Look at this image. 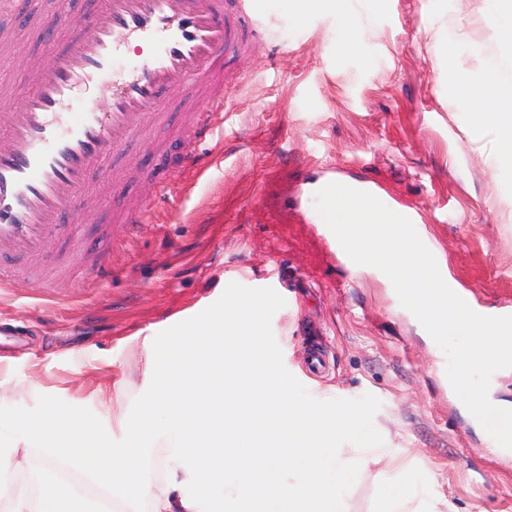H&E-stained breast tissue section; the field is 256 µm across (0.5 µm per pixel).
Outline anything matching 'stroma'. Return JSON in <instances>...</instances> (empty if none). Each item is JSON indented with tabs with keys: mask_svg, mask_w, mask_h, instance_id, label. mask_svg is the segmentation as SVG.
Returning a JSON list of instances; mask_svg holds the SVG:
<instances>
[{
	"mask_svg": "<svg viewBox=\"0 0 512 512\" xmlns=\"http://www.w3.org/2000/svg\"><path fill=\"white\" fill-rule=\"evenodd\" d=\"M2 16L27 48L0 60V85H21L67 40L42 37L46 18L74 19L101 0H22ZM481 0H349L346 13L297 18L284 0H265L266 19L225 73L224 129L199 150L198 173L182 170L191 105L163 99L152 162L132 142L87 189L110 198L113 181L158 204L162 214L128 239L122 225L96 237L97 215L69 211L48 260L67 252L75 275L40 288L15 274L0 288V424L42 421L48 408L96 425L116 448L127 445L106 414L107 400L139 414L144 345L171 353L176 331L229 295H256L266 350L297 380L300 396L346 407L360 429L342 448L401 455L407 477L427 478L459 512H512V458L488 451L448 392L447 358L417 336L415 317L377 273H353L315 214L310 182L332 177L378 184L401 209L420 211L422 228L448 271L476 305L512 309V172L495 162L497 135L467 131L482 102L451 91L464 69L481 82L495 50L493 30L476 19ZM355 47L340 50L343 34ZM158 164L162 183L146 177ZM111 269L101 279L85 251ZM325 372L306 362L310 344ZM124 370L110 399L100 376Z\"/></svg>",
	"mask_w": 512,
	"mask_h": 512,
	"instance_id": "obj_1",
	"label": "stroma"
}]
</instances>
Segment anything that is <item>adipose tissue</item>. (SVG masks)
Listing matches in <instances>:
<instances>
[{"mask_svg":"<svg viewBox=\"0 0 512 512\" xmlns=\"http://www.w3.org/2000/svg\"><path fill=\"white\" fill-rule=\"evenodd\" d=\"M478 98L490 102L477 113L470 136H498L497 162L512 169V83L487 78ZM260 297H236L198 315L196 335L203 350L181 342L158 366L146 349V388L139 415L113 406L112 422L126 447L110 446L104 435L69 414L47 410L55 426L45 465H77L91 483L109 494L89 502L72 483L55 478L47 495L27 500L24 512H349L351 488L393 470V455L378 448L357 454L336 448L337 438L357 430V414L323 408L298 398L296 383L274 367L264 343ZM162 417L170 465L162 480L146 476L143 451L154 444L155 417ZM43 426L0 425L12 452L0 460V484L28 462L30 437ZM375 512H458L448 497L432 494L426 481L397 476L379 480Z\"/></svg>","mask_w":512,"mask_h":512,"instance_id":"obj_1","label":"adipose tissue"}]
</instances>
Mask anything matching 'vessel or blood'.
Returning a JSON list of instances; mask_svg holds the SVG:
<instances>
[{
	"mask_svg": "<svg viewBox=\"0 0 512 512\" xmlns=\"http://www.w3.org/2000/svg\"><path fill=\"white\" fill-rule=\"evenodd\" d=\"M261 0H102L81 20V32L52 49L19 91L23 106L0 113V258L23 260L38 286L63 275L66 258L42 267L45 248L61 228L64 214L77 205L110 210L130 226L150 223L152 212L130 195L109 205L90 194L91 174L104 169L150 125L165 121L157 104L184 97L197 84H211L209 104L193 112L185 139L186 162L194 164L200 144L224 123V65L247 41L246 18H259ZM150 42V51L130 65L131 76L107 87V111L97 95L73 97L111 70L130 39Z\"/></svg>",
	"mask_w": 512,
	"mask_h": 512,
	"instance_id": "obj_1",
	"label": "vessel or blood"
}]
</instances>
